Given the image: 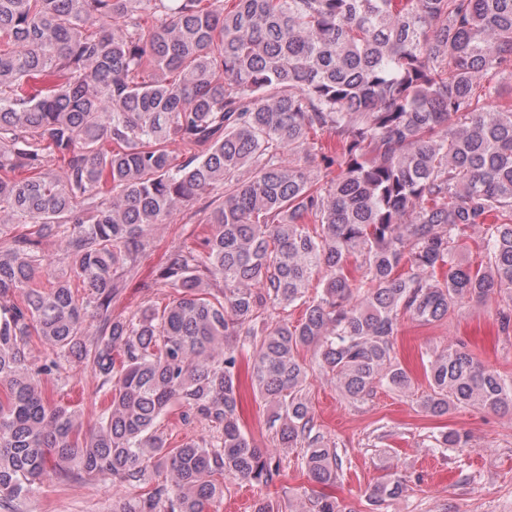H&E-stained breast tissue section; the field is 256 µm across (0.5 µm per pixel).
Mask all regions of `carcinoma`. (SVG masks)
<instances>
[{
	"mask_svg": "<svg viewBox=\"0 0 512 512\" xmlns=\"http://www.w3.org/2000/svg\"><path fill=\"white\" fill-rule=\"evenodd\" d=\"M504 79L512 0H0V223L21 226L0 243V509L94 478L143 489L112 512H209L228 482H280L301 448L306 512H342L310 378L354 405L406 392L401 319L493 295L512 334V107L489 105ZM221 189L210 231L142 283L169 302L112 313L155 226ZM473 231L476 266L456 253ZM49 236L71 274L40 288ZM69 359L108 395L88 434L41 388ZM422 366L429 416L512 412V375L464 347ZM244 376L270 448L246 434ZM174 406L207 434L170 447ZM406 491L385 475L370 512Z\"/></svg>",
	"mask_w": 512,
	"mask_h": 512,
	"instance_id": "cac0c4a2",
	"label": "carcinoma"
}]
</instances>
